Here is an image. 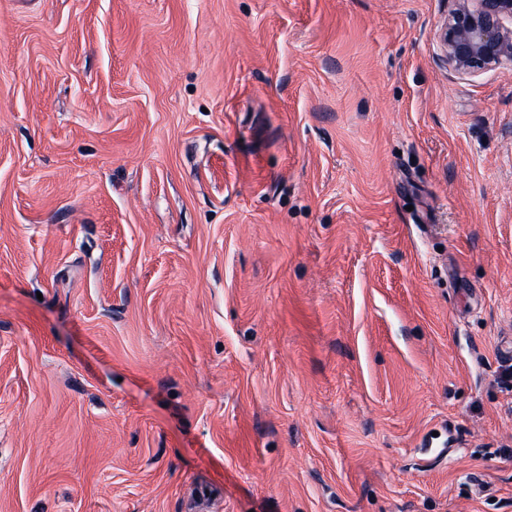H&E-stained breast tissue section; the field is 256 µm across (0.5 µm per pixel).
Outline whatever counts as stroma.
I'll return each mask as SVG.
<instances>
[{
  "label": "stroma",
  "mask_w": 512,
  "mask_h": 512,
  "mask_svg": "<svg viewBox=\"0 0 512 512\" xmlns=\"http://www.w3.org/2000/svg\"><path fill=\"white\" fill-rule=\"evenodd\" d=\"M457 0H0V512H512V67ZM442 60L459 75L512 67V0H458L438 32Z\"/></svg>",
  "instance_id": "obj_1"
}]
</instances>
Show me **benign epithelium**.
Returning <instances> with one entry per match:
<instances>
[{
    "label": "benign epithelium",
    "mask_w": 512,
    "mask_h": 512,
    "mask_svg": "<svg viewBox=\"0 0 512 512\" xmlns=\"http://www.w3.org/2000/svg\"><path fill=\"white\" fill-rule=\"evenodd\" d=\"M438 44L459 75L512 66V0H458L439 28Z\"/></svg>",
    "instance_id": "7a95c632"
}]
</instances>
